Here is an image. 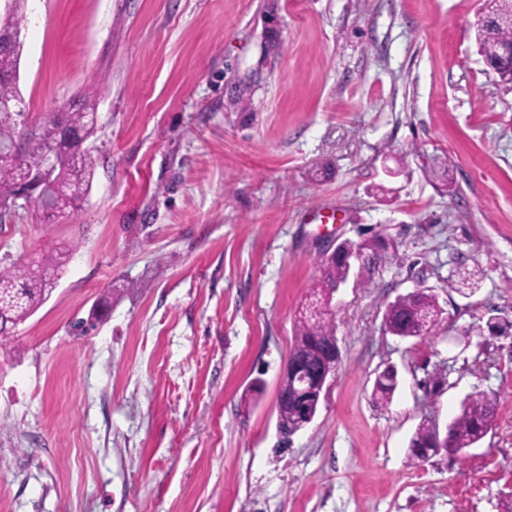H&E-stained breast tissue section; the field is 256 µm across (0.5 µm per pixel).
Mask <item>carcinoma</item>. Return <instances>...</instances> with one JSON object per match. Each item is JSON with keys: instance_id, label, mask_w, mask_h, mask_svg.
Masks as SVG:
<instances>
[{"instance_id": "1", "label": "carcinoma", "mask_w": 512, "mask_h": 512, "mask_svg": "<svg viewBox=\"0 0 512 512\" xmlns=\"http://www.w3.org/2000/svg\"><path fill=\"white\" fill-rule=\"evenodd\" d=\"M490 12L500 18V23L488 30H476L475 41L485 62L493 66L500 60L503 46L512 41V0H501L490 7ZM22 50L23 45L17 44L0 53V97L20 98L17 82ZM96 124L97 112L90 93L84 94L74 107L48 113L29 132L17 123L15 115L0 111V153L6 156L13 153L20 139L24 140L27 156L32 157L44 146L59 142L66 129L77 137L66 149L57 177L46 183L36 197L37 206L47 216L56 215L52 207L60 200L71 205L83 201L93 176L84 143L95 133ZM25 171V164L20 161H0V204L13 199ZM69 258V251L57 250L46 257L43 269L13 266L0 270V344L10 341L16 327L47 299L54 280L49 271L61 272ZM323 266L320 292L328 293L346 280L350 267L341 260L327 258ZM479 281V273L461 269L456 289L473 292ZM441 321V308L435 298L423 291L399 297L385 313L387 330L402 338L432 336ZM292 355L311 376L336 374L340 352L335 327L330 319L315 315L309 304L299 320ZM397 386V376L382 371L375 378L374 394L379 402L387 404ZM278 399L277 429L286 441L308 416L317 413L320 400L312 394L295 395L287 377L281 380ZM494 410L495 402L489 395L475 392L464 398L460 414L448 425L445 435H440L428 421L421 422L409 441L410 461L418 465L441 450L454 454L474 447L491 429Z\"/></svg>"}]
</instances>
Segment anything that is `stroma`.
Wrapping results in <instances>:
<instances>
[{
	"instance_id": "obj_1",
	"label": "stroma",
	"mask_w": 512,
	"mask_h": 512,
	"mask_svg": "<svg viewBox=\"0 0 512 512\" xmlns=\"http://www.w3.org/2000/svg\"><path fill=\"white\" fill-rule=\"evenodd\" d=\"M486 0H27L33 117L96 93L81 207L0 216V268L71 250L0 346V512H499L512 494V84ZM338 371L276 451L328 246ZM479 269L471 294L449 283ZM418 289L444 311L402 338ZM395 368L388 404L374 380ZM475 391L493 428L408 462ZM501 4H496L488 9L500 18V23L488 30L475 31V41L478 52L485 60L486 64L496 67L495 63L501 59L500 54L504 45L512 41V26L510 17L512 14V1L501 0ZM340 246L341 245H337L334 248V250L332 251V253L327 257L328 258L333 257V258L344 259L349 265L341 260H336V259L331 260V259H327V258L324 259L323 260L324 271H323V276H322V280L320 283V285H322V286L318 292H321V293L327 292L329 294L331 290L336 288L338 283L345 281L349 274V270H350V267H349L351 264L350 258L351 259L354 258V259L358 260L361 256L360 254H355V253H344L341 250ZM349 260H350V262H349ZM318 292H314L313 295ZM442 314L435 298L425 291H416L389 304L385 325L391 334L402 338L432 336L442 321Z\"/></svg>"
}]
</instances>
